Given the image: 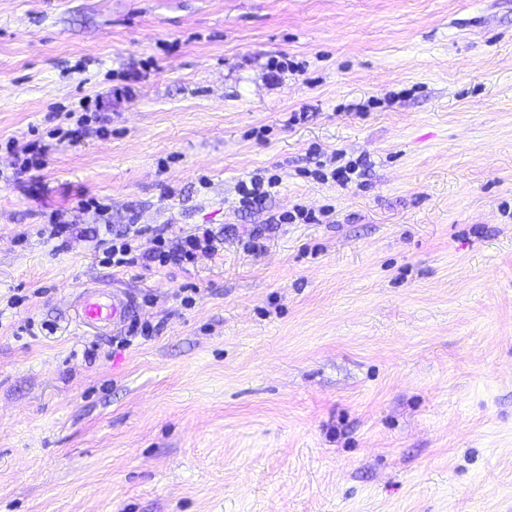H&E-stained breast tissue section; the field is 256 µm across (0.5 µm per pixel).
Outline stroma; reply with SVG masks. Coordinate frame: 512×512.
Instances as JSON below:
<instances>
[{"mask_svg":"<svg viewBox=\"0 0 512 512\" xmlns=\"http://www.w3.org/2000/svg\"><path fill=\"white\" fill-rule=\"evenodd\" d=\"M0 512H512V0H0ZM280 185L279 177L269 178L252 175L249 180H242L239 184V203L242 208H251L258 202L271 197ZM128 228L112 236L111 245L106 249L102 262L112 267H127L136 263L134 255L138 249L137 240L140 236V229ZM154 242L156 248L152 258L158 261L161 266H165L169 262L176 264L195 263L199 255L214 254L218 251L220 245V241L207 227L197 228L194 233L187 235L178 252L166 249V240L162 232L156 234ZM128 310V296L114 290L112 294L87 292L82 294L77 304L79 323L85 328H96L102 322L118 326L125 322Z\"/></svg>","mask_w":512,"mask_h":512,"instance_id":"stroma-1","label":"stroma"}]
</instances>
